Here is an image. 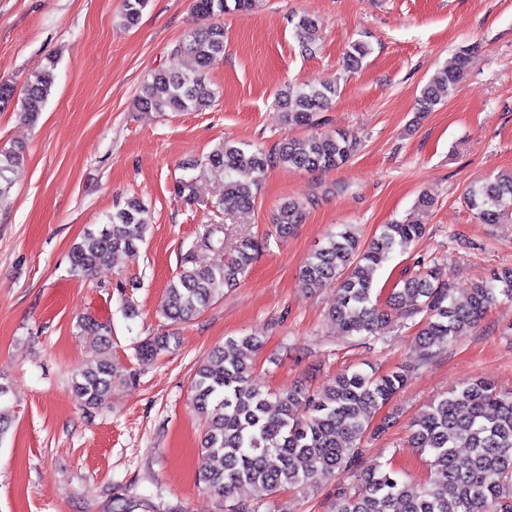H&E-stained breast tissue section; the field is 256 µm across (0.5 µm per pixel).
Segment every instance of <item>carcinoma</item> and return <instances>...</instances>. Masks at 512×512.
Returning <instances> with one entry per match:
<instances>
[{"label":"carcinoma","mask_w":512,"mask_h":512,"mask_svg":"<svg viewBox=\"0 0 512 512\" xmlns=\"http://www.w3.org/2000/svg\"><path fill=\"white\" fill-rule=\"evenodd\" d=\"M254 0H192L193 14L207 19L230 11L252 8ZM147 0H123L124 20L137 21ZM304 50H311L318 23L301 16L294 23ZM474 49H464L454 64L438 70L422 89L417 113L430 112L446 99L463 78ZM224 57V28L208 24L192 30L173 50V59H187L192 67L161 68L150 75L134 100L147 112L203 111L215 94L206 76ZM50 59L26 79L21 96L15 87L0 83V110L18 100L24 120L38 121L55 81ZM339 88L329 81L319 88L286 87L278 104L288 125L315 127L319 115L335 100ZM349 135L316 133L286 137L272 152L249 150L226 141L208 155L211 169L224 173V196L215 208L225 214L254 207L256 192L265 172L275 165L315 171L345 164L354 150ZM23 153L0 148V205L8 203L11 173ZM466 199L483 224L512 221V173L498 175L469 189ZM146 208L138 198L108 216L98 231L86 233L71 252V270L88 275L117 251L134 252L144 243L149 224ZM304 205L288 201L279 208L276 234L285 238L301 223ZM424 233V225L407 216L382 226L378 236L364 244L350 225L331 235L302 266V280L310 288L327 283L337 286L336 304L329 317L350 337L371 336L384 329L392 311L408 297L425 312L417 339L429 352L466 335L487 315L499 299H512V269L494 275L472 288L462 299L454 296L437 266L425 268L404 280L403 288L380 302L374 291V274L391 254L406 250ZM224 226L210 224L194 249L181 261V270L165 288L161 313L167 319L185 321L209 309L224 297V288L245 278L260 243L245 237L234 246L220 267H199L194 251L224 245ZM83 336H94L104 351L110 350L112 325L92 317L78 324ZM169 335L150 337L139 345L138 356L151 361L170 350ZM261 345L255 336L230 339L199 364L193 379V406L206 419L201 442V466L197 481L229 500L242 484L262 496L283 488H296L333 477L342 471L359 472L355 492L345 488L336 494L335 512H512V392H502L487 380L475 379L441 398L425 411L411 435L415 447L431 457L430 475L415 484L391 468L363 461L355 441L366 430L373 414L405 385L408 373L344 371L317 392L276 394L251 384L250 353ZM125 374L109 358L74 371L71 389L88 409L104 405L116 382ZM467 449L464 455L459 448ZM497 480H488L489 475Z\"/></svg>","instance_id":"obj_1"}]
</instances>
